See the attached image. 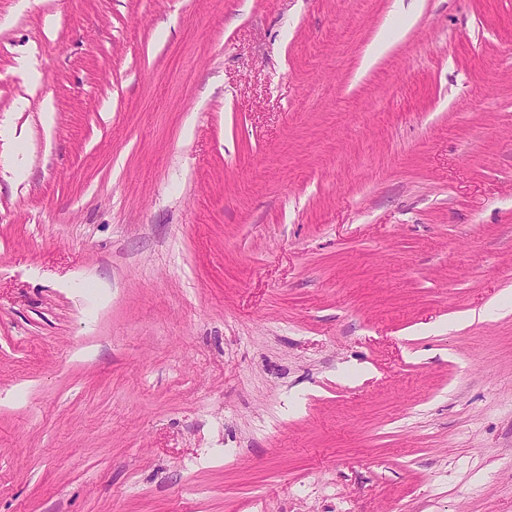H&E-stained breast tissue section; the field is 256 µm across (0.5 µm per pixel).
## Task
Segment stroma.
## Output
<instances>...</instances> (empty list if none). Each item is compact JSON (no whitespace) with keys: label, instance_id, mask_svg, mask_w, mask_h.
Masks as SVG:
<instances>
[{"label":"stroma","instance_id":"35a3bbf8","mask_svg":"<svg viewBox=\"0 0 512 512\" xmlns=\"http://www.w3.org/2000/svg\"><path fill=\"white\" fill-rule=\"evenodd\" d=\"M18 3L0 512H512V0Z\"/></svg>","mask_w":512,"mask_h":512}]
</instances>
